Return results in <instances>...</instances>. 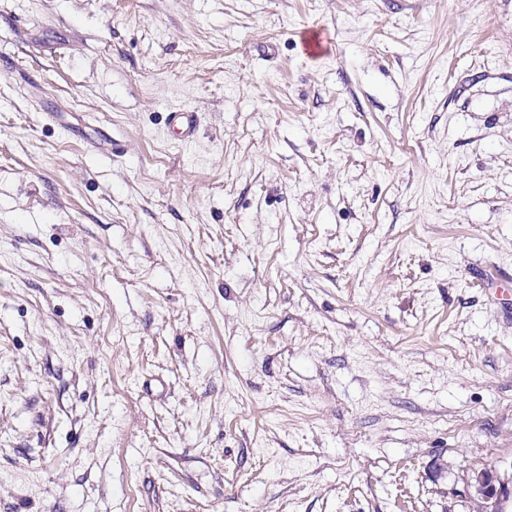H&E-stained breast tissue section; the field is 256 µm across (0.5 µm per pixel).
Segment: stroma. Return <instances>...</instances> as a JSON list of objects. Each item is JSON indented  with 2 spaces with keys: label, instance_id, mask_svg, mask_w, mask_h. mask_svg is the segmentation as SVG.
<instances>
[{
  "label": "stroma",
  "instance_id": "obj_1",
  "mask_svg": "<svg viewBox=\"0 0 512 512\" xmlns=\"http://www.w3.org/2000/svg\"><path fill=\"white\" fill-rule=\"evenodd\" d=\"M487 267L512 0H0V512H512ZM167 125L177 131L181 141H189L198 129L199 116L197 112L190 110L170 112L167 115Z\"/></svg>",
  "mask_w": 512,
  "mask_h": 512
}]
</instances>
